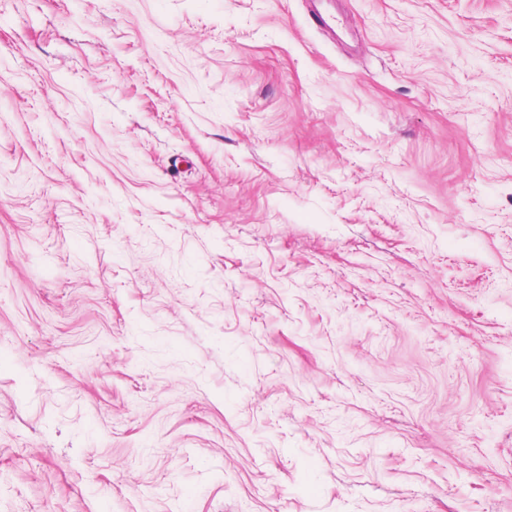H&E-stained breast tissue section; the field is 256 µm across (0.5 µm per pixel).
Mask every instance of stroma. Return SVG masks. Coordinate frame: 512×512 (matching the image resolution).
Listing matches in <instances>:
<instances>
[{
    "instance_id": "35a3bbf8",
    "label": "stroma",
    "mask_w": 512,
    "mask_h": 512,
    "mask_svg": "<svg viewBox=\"0 0 512 512\" xmlns=\"http://www.w3.org/2000/svg\"><path fill=\"white\" fill-rule=\"evenodd\" d=\"M0 512H512V0H0Z\"/></svg>"
}]
</instances>
